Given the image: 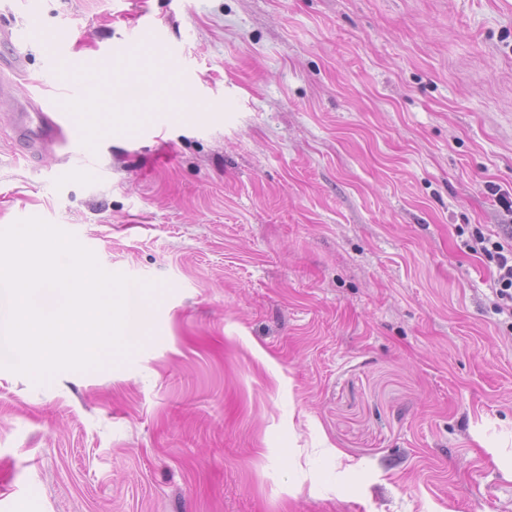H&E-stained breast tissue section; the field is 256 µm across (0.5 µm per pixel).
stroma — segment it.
<instances>
[{"instance_id":"1","label":"stroma","mask_w":512,"mask_h":512,"mask_svg":"<svg viewBox=\"0 0 512 512\" xmlns=\"http://www.w3.org/2000/svg\"><path fill=\"white\" fill-rule=\"evenodd\" d=\"M152 22L200 112L29 158L39 217L156 283L117 367L0 369V512H512V0H0L132 62ZM18 96L54 97L27 48ZM144 36L152 38L154 46L162 56L167 57L171 54L176 57L175 48L169 44L163 33L155 26L142 24L136 32L130 35V42L139 43ZM471 251L480 253L493 261L497 268V288H495V305L498 308L512 310V244L486 237L479 229L472 233Z\"/></svg>"}]
</instances>
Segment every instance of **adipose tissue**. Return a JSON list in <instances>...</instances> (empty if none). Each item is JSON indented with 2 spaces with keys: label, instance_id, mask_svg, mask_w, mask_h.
Returning <instances> with one entry per match:
<instances>
[{
  "label": "adipose tissue",
  "instance_id": "adipose-tissue-1",
  "mask_svg": "<svg viewBox=\"0 0 512 512\" xmlns=\"http://www.w3.org/2000/svg\"><path fill=\"white\" fill-rule=\"evenodd\" d=\"M138 75L144 79L151 77L164 82L165 92L157 101H134L117 106L115 114L108 116L106 122L112 133L122 134L130 131L134 116L139 112H185L189 109L187 102L178 91L177 84L172 80L165 59L158 56L151 48H143L141 52ZM110 78V73L96 69L87 73L86 97L83 103L76 108L77 126L86 139H94L100 130L98 101Z\"/></svg>",
  "mask_w": 512,
  "mask_h": 512
}]
</instances>
